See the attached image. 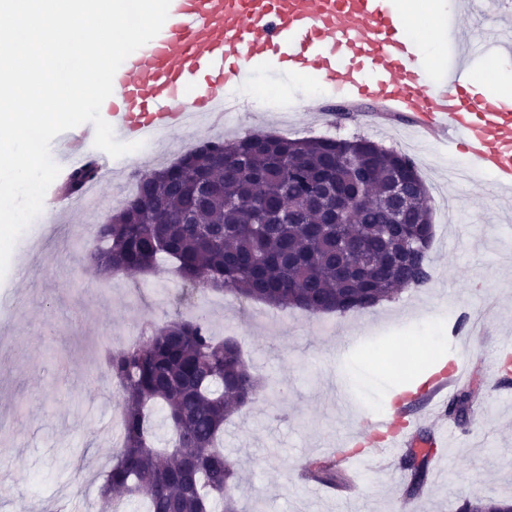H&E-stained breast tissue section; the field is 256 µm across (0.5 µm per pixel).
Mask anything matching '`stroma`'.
<instances>
[{"label":"stroma","instance_id":"obj_1","mask_svg":"<svg viewBox=\"0 0 512 512\" xmlns=\"http://www.w3.org/2000/svg\"><path fill=\"white\" fill-rule=\"evenodd\" d=\"M292 139L361 136L412 155L432 197L431 281L344 316H313L206 292L194 296L217 338H235L265 388L224 425V452L238 468L235 495L242 512H395L406 478L397 459L374 452L359 491L343 495L305 479L315 460L345 449L375 410L404 390L449 370L465 354L473 388L464 422H449L445 452L434 454L422 488L409 496L413 512H458L465 498H512V397L490 386L500 342L512 337V215L498 210L480 173L449 182L463 165L434 141L414 146L403 116L361 109L282 115L256 97L227 113L223 130L199 125L172 134L150 154L130 153L127 166L151 170L187 148L223 135L253 132ZM126 168H115L98 216L59 199L54 221L32 224L17 240L0 298V512H96L100 475L117 445L109 436L118 407L116 384L102 363L108 340H121L150 320L173 313L175 276L167 270L100 276L81 249L89 227L110 217L131 192ZM479 318L480 336L444 337L422 353L421 336L448 327L461 311Z\"/></svg>","mask_w":512,"mask_h":512}]
</instances>
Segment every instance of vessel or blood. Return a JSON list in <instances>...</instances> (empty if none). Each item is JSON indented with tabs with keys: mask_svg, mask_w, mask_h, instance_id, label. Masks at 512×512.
I'll return each mask as SVG.
<instances>
[{
	"mask_svg": "<svg viewBox=\"0 0 512 512\" xmlns=\"http://www.w3.org/2000/svg\"><path fill=\"white\" fill-rule=\"evenodd\" d=\"M469 9L454 27L462 46L441 74L443 88L429 90L430 68L402 33L394 8L384 0H171L159 34L133 52L117 70L111 99L101 115L121 142L166 135L193 116L212 123L237 108L239 80L258 62L270 61L274 79L290 82L313 71L328 90V105L366 103L379 112L405 115L424 135L462 151L468 164L484 172L504 211L512 210V102L474 94L471 62L487 52L512 54V40L499 31L468 37ZM93 125L55 137L64 146L62 165L93 160L112 167L104 152H92ZM463 363L436 377L425 389L424 409L405 424L386 415L371 424L386 452L441 448L448 433L439 428L450 387L464 377ZM431 424L429 435L414 429Z\"/></svg>",
	"mask_w": 512,
	"mask_h": 512,
	"instance_id": "b4317fda",
	"label": "vessel or blood"
}]
</instances>
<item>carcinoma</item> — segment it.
<instances>
[{
	"mask_svg": "<svg viewBox=\"0 0 512 512\" xmlns=\"http://www.w3.org/2000/svg\"><path fill=\"white\" fill-rule=\"evenodd\" d=\"M351 154L335 152L332 138L290 139L250 133L214 140L182 154L186 163L137 175L134 197L181 216L178 224H150L146 209L122 206L97 229V242L83 255L86 268L111 276L151 271L173 262L182 303L197 291L228 292L245 301L310 314L341 315L368 309L398 288H421L432 278L434 239L427 189L410 182L400 207L389 190L396 167L414 170L406 155L368 148L371 140H344ZM224 153V166L209 165L208 152ZM96 170H72L75 187L94 181ZM340 187L354 205L341 234L326 232V204L318 183ZM386 224H427L426 237L398 264L389 253L403 249ZM103 362L118 383L122 445L100 486L98 512L143 497L149 512H239L236 462L218 441L224 422L252 403L263 389L231 338L217 341L203 315H178L150 326L132 345L108 349ZM164 412L171 444L155 445L154 410ZM429 453L408 470L409 493L424 483ZM328 485L341 478L329 463L309 469ZM459 512H512V499H466Z\"/></svg>",
	"mask_w": 512,
	"mask_h": 512,
	"instance_id": "cac0c4a2",
	"label": "carcinoma"
}]
</instances>
